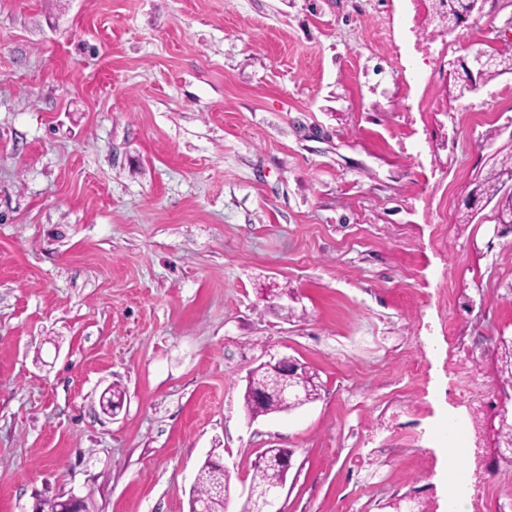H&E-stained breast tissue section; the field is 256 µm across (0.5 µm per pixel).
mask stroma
<instances>
[{
  "instance_id": "1",
  "label": "stroma",
  "mask_w": 512,
  "mask_h": 512,
  "mask_svg": "<svg viewBox=\"0 0 512 512\" xmlns=\"http://www.w3.org/2000/svg\"><path fill=\"white\" fill-rule=\"evenodd\" d=\"M476 41L512 0H0V512H188L214 449L245 512L267 448L284 512H448L452 421L512 512V231L463 206L512 71L460 94ZM282 356L320 395L250 420Z\"/></svg>"
}]
</instances>
